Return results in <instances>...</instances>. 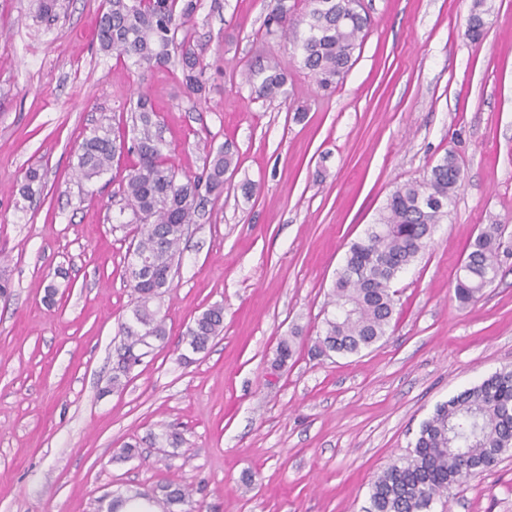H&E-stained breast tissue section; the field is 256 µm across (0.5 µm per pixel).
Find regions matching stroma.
<instances>
[{"instance_id": "35a3bbf8", "label": "stroma", "mask_w": 512, "mask_h": 512, "mask_svg": "<svg viewBox=\"0 0 512 512\" xmlns=\"http://www.w3.org/2000/svg\"><path fill=\"white\" fill-rule=\"evenodd\" d=\"M268 2L199 0L187 27L208 82L196 98L170 69L100 51L102 0H58L50 20L32 0H0V512H96L165 480L190 489V512H362L437 405L512 368V259L477 302L454 298L480 227L512 225V0H487L476 44L462 37L473 0H362L369 32L326 92L291 37L264 38ZM271 53L286 95L252 99L243 65ZM141 89L179 172H201L204 146L227 142L238 168L155 303L165 342L115 390L118 328L136 304L118 195L132 161L91 182L71 165L98 125L130 135ZM450 150L464 181L398 279L386 335L311 357L351 242ZM31 167L42 186L26 199ZM216 304L222 335L189 352L188 326ZM284 336L296 353L277 369ZM170 430L180 447L155 442ZM134 438L139 457L123 459ZM433 512H512V451Z\"/></svg>"}]
</instances>
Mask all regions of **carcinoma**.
Returning a JSON list of instances; mask_svg holds the SVG:
<instances>
[{
  "mask_svg": "<svg viewBox=\"0 0 512 512\" xmlns=\"http://www.w3.org/2000/svg\"><path fill=\"white\" fill-rule=\"evenodd\" d=\"M198 2L104 0L96 32L100 49L147 69L171 67L179 72L187 92L200 97L206 90L205 49L183 32ZM270 3L263 36L275 38L290 26L305 25L294 42L302 66L319 89L337 87L370 25V19L358 10V0ZM484 4L485 0H474L469 17L473 42L485 34ZM242 73L258 99L274 100L286 94L288 72L272 54L259 64H246ZM133 126L136 135L129 144L113 137L108 127H97L78 145L74 164L77 178L89 182L108 172L122 154L136 156L120 194L139 234L129 259L147 264L150 274L143 279L130 276L137 304L119 329L122 339L111 378L114 389L122 387L123 380L148 356L150 350L144 345L165 338L164 318L151 303L172 287L171 271L185 227L196 223L210 197L223 193L224 176L234 163V152L226 144L206 152L200 174L178 176L162 152L156 111L146 92L138 95ZM462 182L457 158L447 152L426 178L408 181L390 193L364 236L349 246L331 291L334 313L324 318L318 336V354H358L386 335L397 305L393 283L427 246L435 226L448 216V206ZM510 258L512 234L507 233V225L482 226L468 246L465 271L456 277V300L462 305L477 301ZM223 330L224 309L212 306L187 328V344L194 352H204ZM295 353L294 337H283L275 365L284 366ZM511 450L512 369L504 368L436 407L421 425L413 450L374 480L365 512H432L437 499L489 470ZM132 499L145 500L154 512H180L178 507L189 502V490L161 482L149 493L112 498L106 512H119Z\"/></svg>",
  "mask_w": 512,
  "mask_h": 512,
  "instance_id": "1",
  "label": "carcinoma"
}]
</instances>
